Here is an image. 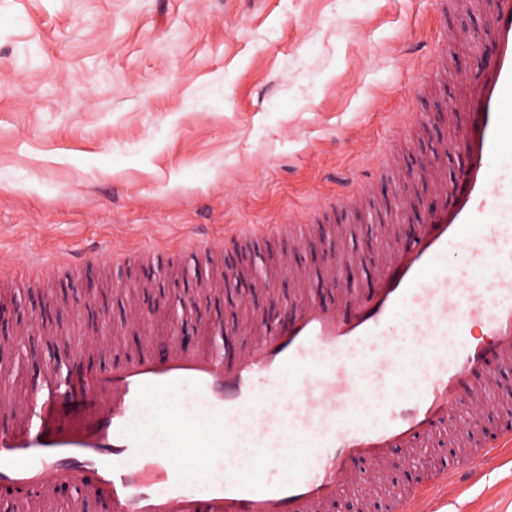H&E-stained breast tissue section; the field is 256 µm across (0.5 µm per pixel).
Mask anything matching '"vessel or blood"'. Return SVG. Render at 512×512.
<instances>
[{
  "instance_id": "b4317fda",
  "label": "vessel or blood",
  "mask_w": 512,
  "mask_h": 512,
  "mask_svg": "<svg viewBox=\"0 0 512 512\" xmlns=\"http://www.w3.org/2000/svg\"><path fill=\"white\" fill-rule=\"evenodd\" d=\"M488 53L476 85L453 98L467 161L436 183L412 233L385 232V249L367 293L347 287L336 304L308 301L259 338L224 357L171 342L163 351L115 363L102 374H46L30 402L3 403L16 424L0 430V480L37 479L44 489L77 481L103 493L112 512H322L333 497L374 496L396 454L449 432L448 463L421 487L393 495L394 512H431V498L459 496L488 465L512 460V430L488 436L478 417L512 367V0L487 4ZM400 168L386 152L372 181L346 178L334 200L303 224H234L226 243L285 235L301 244L329 209L353 211ZM468 255L448 265L449 245ZM417 355L414 382L395 393L402 366L395 335ZM198 396L190 421L172 396ZM292 400L289 423L276 395ZM167 404L160 421L184 459L224 451V478L188 483L157 449L140 420ZM258 448L246 459L244 440ZM297 462L280 475L281 440ZM268 476H258V469Z\"/></svg>"
}]
</instances>
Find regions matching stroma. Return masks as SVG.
I'll list each match as a JSON object with an SVG mask.
<instances>
[{
	"label": "stroma",
	"mask_w": 512,
	"mask_h": 512,
	"mask_svg": "<svg viewBox=\"0 0 512 512\" xmlns=\"http://www.w3.org/2000/svg\"><path fill=\"white\" fill-rule=\"evenodd\" d=\"M435 0H0V259L54 260L0 282V391L34 398L64 340L104 368L190 332L246 347L269 307L335 302L326 254L379 256L380 228L410 230L433 195L402 177L369 209L337 214L304 245L282 237L203 263L187 244L229 224H279L335 196L336 178L371 176L398 146L417 170L448 147L440 175L466 161L448 102L474 84L485 0L438 16ZM465 31V42L453 40ZM448 42V80L427 88L430 48ZM426 126L413 134L416 115ZM182 244L159 264L112 263L110 246ZM308 272L296 292L278 264ZM66 255L73 269L58 263ZM274 295L254 291L255 281ZM162 316H151L154 308ZM0 512H105L80 484L0 494ZM436 512H512V462Z\"/></svg>",
	"instance_id": "1"
}]
</instances>
